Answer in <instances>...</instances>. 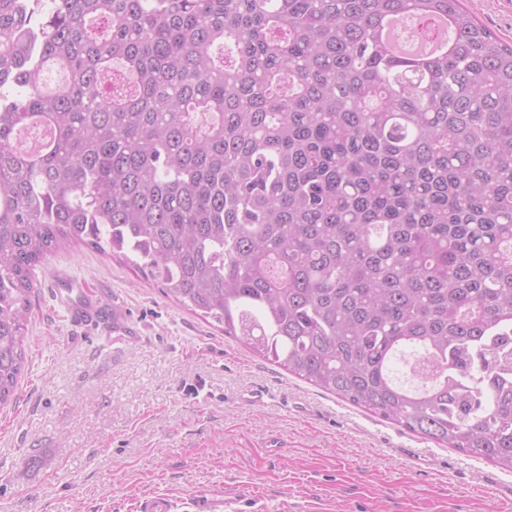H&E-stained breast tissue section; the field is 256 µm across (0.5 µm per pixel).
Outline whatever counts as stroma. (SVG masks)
I'll use <instances>...</instances> for the list:
<instances>
[{"label": "stroma", "instance_id": "1", "mask_svg": "<svg viewBox=\"0 0 512 512\" xmlns=\"http://www.w3.org/2000/svg\"><path fill=\"white\" fill-rule=\"evenodd\" d=\"M512 44V0H463ZM15 399L0 409V512H135L219 489L240 512H512V473L442 447L252 354L213 318L72 245L35 270ZM104 294L132 335L80 326ZM74 289L84 296L78 305L70 307L73 321L78 324L98 322L104 314L99 295L88 297L81 288H70V291L72 292Z\"/></svg>", "mask_w": 512, "mask_h": 512}]
</instances>
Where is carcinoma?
Listing matches in <instances>:
<instances>
[{"label":"carcinoma","instance_id":"carcinoma-1","mask_svg":"<svg viewBox=\"0 0 512 512\" xmlns=\"http://www.w3.org/2000/svg\"><path fill=\"white\" fill-rule=\"evenodd\" d=\"M405 16L450 23L418 71ZM73 244L512 472V45L461 0H0V406ZM399 25H400V21H391L386 26L385 36L394 47H396L398 50H404L406 52V54L410 55L413 58H417V59L426 58L430 54L442 49L446 45V40L441 39L439 42H435L428 46L422 45V46L412 48L409 46L408 42L398 41V39L396 37V29H398Z\"/></svg>","mask_w":512,"mask_h":512}]
</instances>
